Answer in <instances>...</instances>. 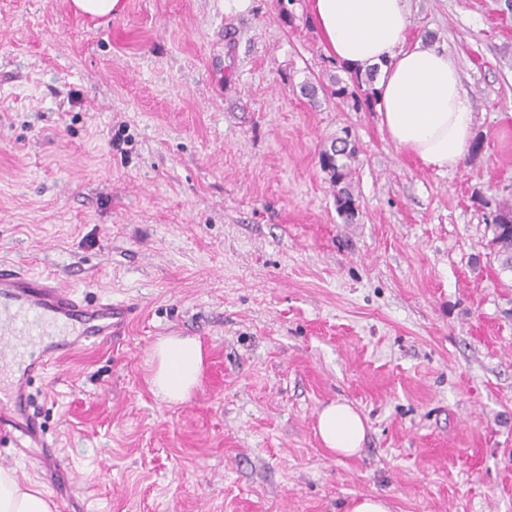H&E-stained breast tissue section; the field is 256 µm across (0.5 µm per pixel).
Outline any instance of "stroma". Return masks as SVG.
<instances>
[{"mask_svg":"<svg viewBox=\"0 0 512 512\" xmlns=\"http://www.w3.org/2000/svg\"><path fill=\"white\" fill-rule=\"evenodd\" d=\"M71 2L0 0V260L140 314L32 385L66 481L0 458L70 512H512V275L483 206L512 200L504 0H410L407 39L448 51L482 144L445 173L366 88L332 96L352 78L308 0ZM342 135L350 224L319 163ZM164 336L203 349L179 404L151 389ZM331 401L365 418L358 455L321 443ZM123 0H72L77 11L91 17H102L122 11ZM347 512H391V509L382 497L361 495L351 500Z\"/></svg>","mask_w":512,"mask_h":512,"instance_id":"35a3bbf8","label":"stroma"}]
</instances>
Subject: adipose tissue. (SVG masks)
<instances>
[{
    "label": "adipose tissue",
    "mask_w": 512,
    "mask_h": 512,
    "mask_svg": "<svg viewBox=\"0 0 512 512\" xmlns=\"http://www.w3.org/2000/svg\"><path fill=\"white\" fill-rule=\"evenodd\" d=\"M311 20L328 53L349 73L379 67L374 86L382 129L395 146L436 172L455 168L470 143L475 114L447 52L408 42L409 0H310ZM150 383L163 401L184 402L198 386L203 354L191 337L165 336L154 345ZM317 434L340 457L366 440L361 415L332 402L318 414ZM0 512H51L42 491L0 469Z\"/></svg>",
    "instance_id": "adipose-tissue-1"
}]
</instances>
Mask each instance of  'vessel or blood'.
Returning <instances> with one entry per match:
<instances>
[{
	"label": "vessel or blood",
	"instance_id": "1",
	"mask_svg": "<svg viewBox=\"0 0 512 512\" xmlns=\"http://www.w3.org/2000/svg\"><path fill=\"white\" fill-rule=\"evenodd\" d=\"M135 305L90 300L52 276H35L21 263L0 262V436L47 449L32 410L30 383L63 354L124 335Z\"/></svg>",
	"mask_w": 512,
	"mask_h": 512
}]
</instances>
